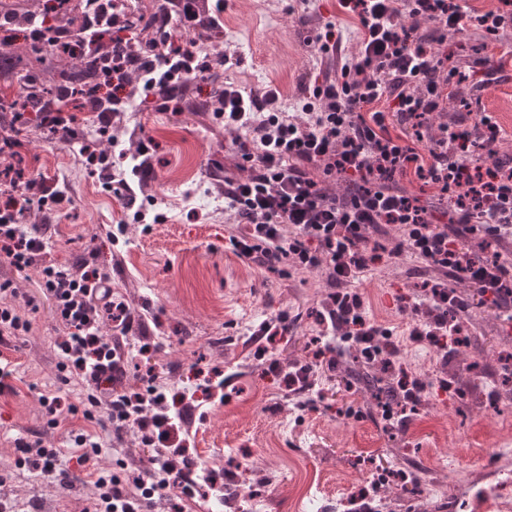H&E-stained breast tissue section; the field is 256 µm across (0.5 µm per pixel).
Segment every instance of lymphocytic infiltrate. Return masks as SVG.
Listing matches in <instances>:
<instances>
[{"instance_id": "obj_1", "label": "lymphocytic infiltrate", "mask_w": 512, "mask_h": 512, "mask_svg": "<svg viewBox=\"0 0 512 512\" xmlns=\"http://www.w3.org/2000/svg\"><path fill=\"white\" fill-rule=\"evenodd\" d=\"M167 3L161 41L137 57L113 52L108 85L90 100L98 130L129 111L135 97L162 95L171 101L193 81L209 79V59L197 54L186 35L195 21L213 13L211 0ZM339 3L362 27L359 52L345 60L339 75L305 85L301 117L281 111L279 87L259 92L224 87L214 115L232 138L239 168L248 172L243 179H224V209L245 226L229 244L239 258L283 275L323 269L335 285L358 279L385 257L407 253L420 259L447 280L431 284L423 298L406 304L413 319L411 335L444 353L449 345L467 342L455 319L463 304L448 281L466 284L497 307L512 303V261L498 253L476 254L468 246L478 233L495 241L512 240V157H499L498 145L508 133L481 109L472 120L441 123L434 137H426L425 131L444 111L449 86L475 73L482 74V86L494 82L490 59H474L465 70L456 61L472 31L492 36L512 22V0H499L496 10L484 14L474 13L468 0ZM72 12V0H50L47 13L29 14L20 23L10 10L0 9V46L8 47L21 32L47 61L78 43L96 56L101 42H120L121 32L131 25L115 0H82L81 31L49 30L47 14L61 19ZM422 20L432 24L434 37L419 34ZM383 101L388 104L384 111L378 108ZM28 111L40 112L56 139L99 167L103 178L112 180L116 196L130 198L128 181L112 177L109 154L97 151L91 140H77L70 116L43 111L33 96L24 112L10 118L22 122ZM14 155V144L0 145V257L20 272L39 266L41 290L52 301L60 331L55 343L59 379L86 390L78 405L42 397L50 415L47 425L56 429L84 421V429L72 434L80 465L101 454L100 434L106 430L118 437L136 431L151 450L135 477L109 469L89 472L94 492L82 512H149L155 493L168 487L194 498L199 484L210 486L214 480L187 446V426L196 409L193 393L182 391L173 400L155 371L129 386L126 369H113L118 339L131 332L133 317L127 311L112 315L107 274L94 267L75 275L51 260L48 221L64 195L16 167ZM411 174L437 188V208L421 205L399 188V179ZM336 176L349 181L351 191L330 193L326 183ZM33 206L44 214V224H28ZM36 311L34 298H19L9 283H1L0 343L30 332V316ZM318 322L324 344L312 363L286 373L288 391L313 390L314 369H334L337 346L359 350L370 362L379 341L388 354L399 353L391 330L371 321L359 294H331ZM15 450L17 465L62 484L75 476L62 467L59 450L45 447L42 440H16Z\"/></svg>"}]
</instances>
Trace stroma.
Wrapping results in <instances>:
<instances>
[{
  "label": "stroma",
  "mask_w": 512,
  "mask_h": 512,
  "mask_svg": "<svg viewBox=\"0 0 512 512\" xmlns=\"http://www.w3.org/2000/svg\"><path fill=\"white\" fill-rule=\"evenodd\" d=\"M224 2L221 37L196 40V51L236 55L239 62L225 71V82L248 91L279 86L282 111L299 110L302 77L341 67V57L312 46L325 24L339 31L341 56L359 48V21L338 0L306 6L298 0ZM501 32L495 40L469 38L470 47H482L505 73L471 95L512 133V57L503 54L512 46V24ZM213 100L212 83L198 82L166 104L135 100L123 115L119 146L125 155L115 158L112 171L128 176L150 220L146 226L80 156L50 140L38 124H30L20 148L30 170L66 196L53 226V259L76 271L96 265L110 274L116 296L144 316L143 330L127 339L128 383H139L150 367L174 391L195 388L217 371L226 382L224 399L202 401L200 418L190 426L195 458L228 485L223 499L203 488L185 502L165 490L155 495L151 512H349L350 497L364 486L380 512H484L485 502L512 500V321L459 285L455 293L467 302L464 315L471 320L467 345L444 361L436 348L413 342L401 300L435 278L419 260H384L350 288L362 296L368 317L392 330L398 366L425 381L448 377L453 392H430L402 422L385 419L371 395L378 369L351 359L348 350L337 354L335 371L317 374L310 393H288L268 371L255 337L261 322L288 314L294 326L274 353L284 365L310 361V341L320 332L316 314L335 288L320 271L283 276L232 252L228 238L241 226L224 211V178L237 170L224 149ZM145 139L152 142L153 170L137 178L130 174L131 156ZM121 224L125 235L111 241ZM38 279V267L18 272L0 264V283L11 282L39 305L31 331L12 339L6 351L16 366V392L0 396V499L18 512H81L92 494L89 484L62 485L15 464V440L40 433L69 458L68 430H48L40 398L59 393L77 404L84 393L59 379L58 330ZM147 338L158 347L139 355ZM472 361L478 369L466 370ZM102 444L89 469L134 476L149 454L131 433L120 442L103 435ZM389 469L424 476L425 494L388 482ZM254 475L264 480L257 496L232 492V485Z\"/></svg>",
  "instance_id": "1"
}]
</instances>
